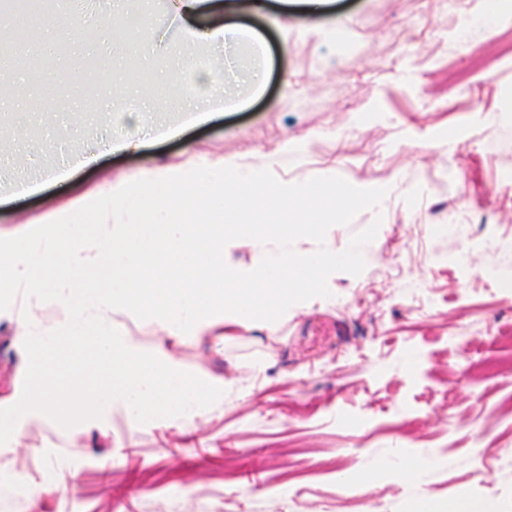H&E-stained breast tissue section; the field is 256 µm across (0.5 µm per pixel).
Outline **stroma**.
<instances>
[{"mask_svg":"<svg viewBox=\"0 0 512 512\" xmlns=\"http://www.w3.org/2000/svg\"><path fill=\"white\" fill-rule=\"evenodd\" d=\"M138 0H54L23 41L0 10V70L25 93L0 97V234L38 223L108 181L224 158L288 183L342 177L386 189L381 210L331 227L341 248L380 227L357 276L291 310L274 330L238 327L214 344H180L118 315L143 348L164 347L222 401L190 430L104 424L25 431L0 445V512H454L463 501L512 512V369L484 375L512 332V0H332L314 14L263 8L246 22L264 45L239 64L260 92L229 85L223 112L181 126L177 89L205 94L212 54L181 42L169 72L124 37ZM77 20L60 29L51 18ZM94 38H86V31ZM51 59L66 82L44 94L27 60ZM180 124L177 134L167 128ZM154 135L54 173L60 155L104 138ZM16 308L0 311V406L27 369ZM433 465L419 482L387 466L397 449Z\"/></svg>","mask_w":512,"mask_h":512,"instance_id":"1","label":"stroma"}]
</instances>
